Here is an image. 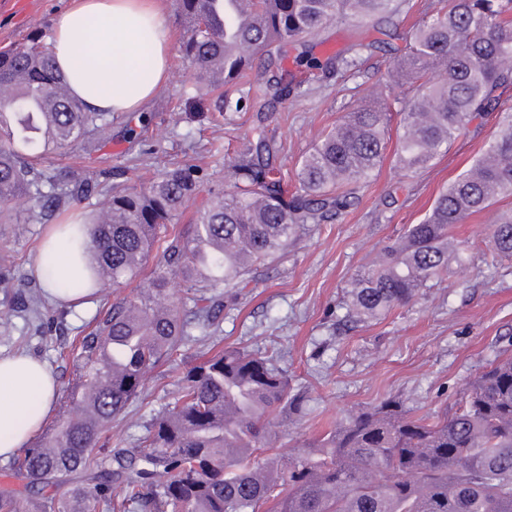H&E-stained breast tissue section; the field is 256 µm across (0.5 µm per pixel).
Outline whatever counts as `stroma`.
<instances>
[{
    "mask_svg": "<svg viewBox=\"0 0 512 512\" xmlns=\"http://www.w3.org/2000/svg\"><path fill=\"white\" fill-rule=\"evenodd\" d=\"M68 4L39 0L36 17L27 22L0 11V50L38 36L51 40L54 19ZM162 7L171 33L168 81L143 112L115 116L110 139L97 150L46 154L42 162L47 168L69 165L92 179L102 170L118 169L136 184L149 182L172 161L196 165L205 173L203 190L179 216V223L186 224L205 205L209 191L226 188L227 165L238 160L253 136L254 110L232 113L216 126L181 118L180 92L194 84L195 76L179 52L183 17L174 0H163ZM317 39L333 50L365 44L363 63L322 83L304 84L298 95L271 112L265 133L282 144L278 162L288 172L347 111L412 95L409 86L388 76L393 57L379 47V25L342 19ZM511 113L512 99L499 103L494 112L471 122L446 154L412 175L395 166L397 140L389 138L383 162L353 206L330 223L306 226L285 252L238 287L225 289L224 345L252 352L278 348L280 366L304 396L303 417L272 427L268 446L281 460L326 433L336 419L389 398L416 415H435L452 406L487 365L512 355V264L494 263L483 241L486 225L498 212L512 209V198L456 226V240L468 247L465 265L450 264L445 279L429 282L407 306L346 322L357 272L377 260L408 225L422 220L439 191L482 156ZM48 230L45 224L0 223V251L14 257V285L0 288V316L12 314L17 325L13 335L0 336V355L20 352L45 362L64 387L75 369L72 360L60 358L58 348L76 336L98 307L48 304L52 325L44 334L16 315L17 293L41 288L33 269ZM182 372V367L166 365L147 374L141 399L129 406L116 429L125 447L136 446L151 418L175 398Z\"/></svg>",
    "mask_w": 512,
    "mask_h": 512,
    "instance_id": "obj_1",
    "label": "stroma"
}]
</instances>
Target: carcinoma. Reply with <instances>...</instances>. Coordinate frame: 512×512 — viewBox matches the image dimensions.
I'll return each instance as SVG.
<instances>
[{"mask_svg": "<svg viewBox=\"0 0 512 512\" xmlns=\"http://www.w3.org/2000/svg\"><path fill=\"white\" fill-rule=\"evenodd\" d=\"M176 2L187 24L180 52L197 78L182 90V111L209 121L223 116L231 88L259 64H277L281 101L304 83L357 67L352 47L297 56L295 73L282 49L342 17L399 10L398 0H235L252 18L243 30L224 12L228 0ZM240 42L248 43L241 53ZM509 58L512 0H448L445 11L418 24L392 74L413 91L401 112L397 164L411 173L426 169L473 119L493 111L512 89V74L502 68ZM2 92L19 108L0 109L1 219L45 224L96 197V215L85 221L89 277L71 284L96 289V298L139 276L161 249L139 296L103 303L84 335L59 346V356L77 362L66 388L76 412L63 411L12 463L32 512H262L270 501L276 512H512V356L474 379L449 414L429 421L388 398L336 422L284 468L267 453L269 417L286 421L304 407L278 351L223 347L185 369L178 396L151 420L138 447L93 452L141 396L150 371L175 361L193 332L218 333L224 289L286 250L301 228L331 222L351 205L383 158L391 104L337 121L303 156L291 195L271 162L274 144L256 126L230 165L232 189L213 194L192 223L178 225L202 184L191 164L172 162L146 186L120 180L119 171L90 181L41 166L43 154L87 151L112 129V113L72 96L51 44L34 39L0 53ZM507 197L512 118L422 221L383 249L378 267L356 275L348 318L410 304L449 262L463 261L454 225ZM486 238L495 257L512 260V210L488 225ZM174 276L186 297L171 293ZM20 301L43 320L40 297ZM0 512H27L16 489L0 488Z\"/></svg>", "mask_w": 512, "mask_h": 512, "instance_id": "1", "label": "carcinoma"}]
</instances>
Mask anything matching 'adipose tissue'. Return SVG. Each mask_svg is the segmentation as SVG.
Segmentation results:
<instances>
[{
	"mask_svg": "<svg viewBox=\"0 0 512 512\" xmlns=\"http://www.w3.org/2000/svg\"><path fill=\"white\" fill-rule=\"evenodd\" d=\"M170 32L158 0H71L54 23L52 44L60 70L87 107L139 111L168 77ZM94 65L75 72L76 56ZM76 232L49 231L35 265L42 287L58 303L76 301L83 273L72 242ZM46 363L24 354L0 356V459H10L38 434L58 398Z\"/></svg>",
	"mask_w": 512,
	"mask_h": 512,
	"instance_id": "ef3b65f1",
	"label": "adipose tissue"
}]
</instances>
